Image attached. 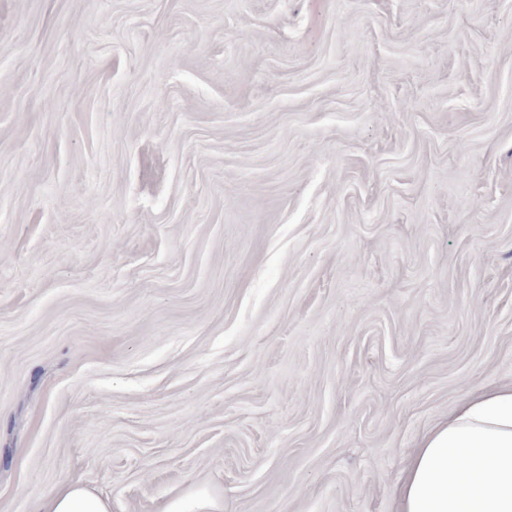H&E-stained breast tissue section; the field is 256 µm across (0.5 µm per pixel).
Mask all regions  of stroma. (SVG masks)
<instances>
[{"label":"stroma","mask_w":512,"mask_h":512,"mask_svg":"<svg viewBox=\"0 0 512 512\" xmlns=\"http://www.w3.org/2000/svg\"><path fill=\"white\" fill-rule=\"evenodd\" d=\"M512 384V0H0V512H396ZM36 512H112L109 500L80 482H66L44 495ZM224 498L208 489H192L165 501L158 512H223Z\"/></svg>","instance_id":"35a3bbf8"}]
</instances>
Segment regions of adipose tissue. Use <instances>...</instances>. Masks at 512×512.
Instances as JSON below:
<instances>
[{"label": "adipose tissue", "instance_id": "obj_1", "mask_svg": "<svg viewBox=\"0 0 512 512\" xmlns=\"http://www.w3.org/2000/svg\"><path fill=\"white\" fill-rule=\"evenodd\" d=\"M38 512H111L71 481ZM398 512H512V385L467 397L419 441L398 487Z\"/></svg>", "mask_w": 512, "mask_h": 512}]
</instances>
